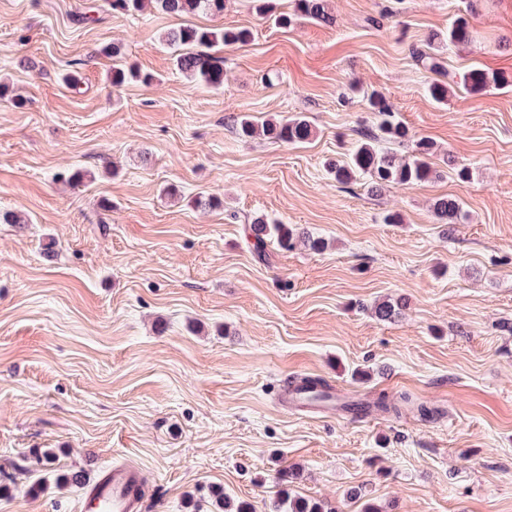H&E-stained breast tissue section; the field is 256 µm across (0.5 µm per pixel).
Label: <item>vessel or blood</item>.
<instances>
[{
  "mask_svg": "<svg viewBox=\"0 0 512 512\" xmlns=\"http://www.w3.org/2000/svg\"><path fill=\"white\" fill-rule=\"evenodd\" d=\"M141 468L115 465L100 472L85 491L82 512H145Z\"/></svg>",
  "mask_w": 512,
  "mask_h": 512,
  "instance_id": "b4317fda",
  "label": "vessel or blood"
}]
</instances>
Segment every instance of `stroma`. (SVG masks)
I'll return each mask as SVG.
<instances>
[{"label":"stroma","instance_id":"35a3bbf8","mask_svg":"<svg viewBox=\"0 0 512 512\" xmlns=\"http://www.w3.org/2000/svg\"><path fill=\"white\" fill-rule=\"evenodd\" d=\"M466 4L330 0L333 24L283 27L253 0L217 17L0 0V212L24 219L0 223V512H78L71 475L121 462L146 472L147 512H218L217 487L269 512L287 468L292 494L336 512H512V86L457 84L512 76V0H478L472 41L443 51L447 103L411 55ZM183 25L249 29L219 51L223 87L177 68L163 39ZM115 41L152 84L112 86ZM372 91L434 142L438 178L336 182ZM299 112L304 143L233 128ZM211 195L223 206H198ZM440 197L466 213L448 232ZM258 215L328 246L259 261L242 232ZM400 296L398 318L372 316ZM303 375L413 404L284 409L281 381ZM507 83L508 80L503 74L476 67L467 70L461 79V87L467 93H478ZM400 401L397 402L391 401L388 396L385 394L379 395L372 402H363L362 400H352L351 405H343L340 410L348 412L352 407L360 409L364 414H367L371 411L381 412V413H394L396 415L400 414L401 405L400 403L409 404L410 398L409 396L402 394L399 397Z\"/></svg>","mask_w":512,"mask_h":512}]
</instances>
